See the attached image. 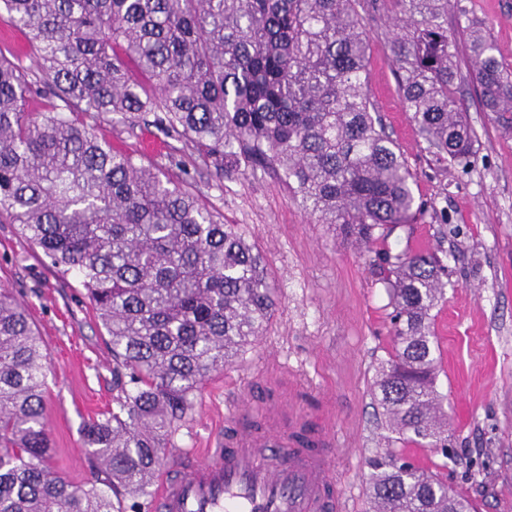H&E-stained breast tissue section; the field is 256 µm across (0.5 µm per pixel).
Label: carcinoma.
<instances>
[{
    "instance_id": "cac0c4a2",
    "label": "carcinoma",
    "mask_w": 512,
    "mask_h": 512,
    "mask_svg": "<svg viewBox=\"0 0 512 512\" xmlns=\"http://www.w3.org/2000/svg\"><path fill=\"white\" fill-rule=\"evenodd\" d=\"M461 0H0L26 31L36 79L0 52V218L86 290L112 352V407L83 428L94 480L51 466L48 357L28 311L0 286V512H125L149 495L163 449L205 379L262 335L275 306L263 261L173 178L96 132L150 121L221 175L276 169L317 224L367 253L394 306L372 395L395 437L369 459L378 512H475L394 448L448 447L430 312L446 251L381 247L421 215L415 175L371 103L367 19L396 8L387 44L411 122L435 159L472 138L458 48L476 103L512 127V72L488 28L448 25ZM46 99L41 112L30 99Z\"/></svg>"
}]
</instances>
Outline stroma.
<instances>
[{
	"label": "stroma",
	"mask_w": 512,
	"mask_h": 512,
	"mask_svg": "<svg viewBox=\"0 0 512 512\" xmlns=\"http://www.w3.org/2000/svg\"><path fill=\"white\" fill-rule=\"evenodd\" d=\"M470 21L486 24L496 55L512 66V0H463ZM389 14L370 21L367 94L409 168L424 213L394 229L392 253L444 247L448 284L432 310L439 359L437 389L448 413V453L423 449L425 466L478 512H512V131L461 93L474 153L443 166L426 150L405 111L385 43ZM113 146L165 167L168 140L155 127L102 118ZM193 184L226 223L239 225L265 260L275 310L262 336L194 396V409L172 437L178 448H205L224 435L227 408L284 396L303 430H336L335 473L354 512H370L368 460L390 435L372 403L375 366L392 349L393 307L358 246L310 215L272 170L217 176L198 169ZM0 284L12 288L50 345L47 429L56 469L80 484L92 471L83 443L86 420L112 404L108 336L84 289L61 278L18 231L0 222Z\"/></svg>",
	"instance_id": "stroma-1"
}]
</instances>
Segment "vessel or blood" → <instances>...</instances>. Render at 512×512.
Wrapping results in <instances>:
<instances>
[{
	"label": "vessel or blood",
	"mask_w": 512,
	"mask_h": 512,
	"mask_svg": "<svg viewBox=\"0 0 512 512\" xmlns=\"http://www.w3.org/2000/svg\"><path fill=\"white\" fill-rule=\"evenodd\" d=\"M282 403L236 405L218 447L179 451L160 471L149 512H349L334 474L336 435L301 441Z\"/></svg>",
	"instance_id": "b4317fda"
}]
</instances>
